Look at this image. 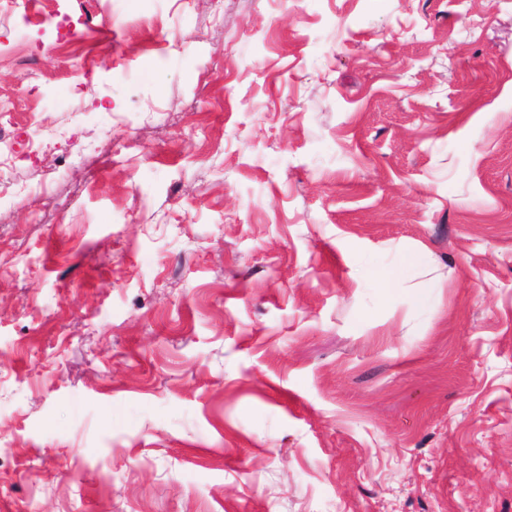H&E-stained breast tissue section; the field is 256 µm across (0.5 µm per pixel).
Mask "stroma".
<instances>
[{
	"label": "stroma",
	"mask_w": 512,
	"mask_h": 512,
	"mask_svg": "<svg viewBox=\"0 0 512 512\" xmlns=\"http://www.w3.org/2000/svg\"><path fill=\"white\" fill-rule=\"evenodd\" d=\"M42 7L0 512H512V0Z\"/></svg>",
	"instance_id": "35a3bbf8"
}]
</instances>
